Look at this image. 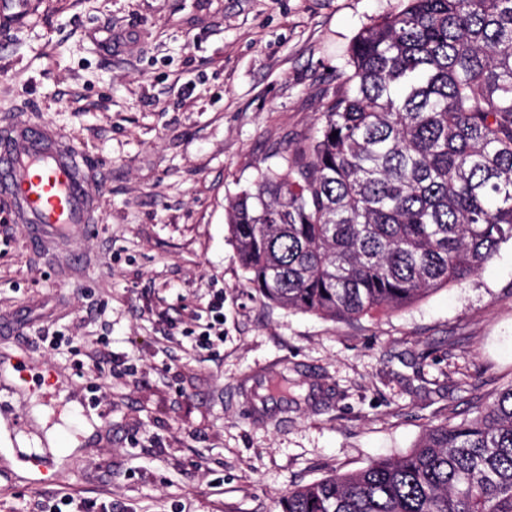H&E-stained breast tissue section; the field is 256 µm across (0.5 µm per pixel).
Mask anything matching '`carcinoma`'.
Segmentation results:
<instances>
[{
  "label": "carcinoma",
  "mask_w": 512,
  "mask_h": 512,
  "mask_svg": "<svg viewBox=\"0 0 512 512\" xmlns=\"http://www.w3.org/2000/svg\"><path fill=\"white\" fill-rule=\"evenodd\" d=\"M347 66L314 135L225 209L251 287L331 319L406 307L512 242V0H406L358 33ZM279 506L512 512V380L405 456Z\"/></svg>",
  "instance_id": "1"
}]
</instances>
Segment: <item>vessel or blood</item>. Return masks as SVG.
<instances>
[{"mask_svg": "<svg viewBox=\"0 0 512 512\" xmlns=\"http://www.w3.org/2000/svg\"><path fill=\"white\" fill-rule=\"evenodd\" d=\"M32 0H0V22H22ZM89 171L73 146L59 145L47 124L8 121L0 126V198L18 222L57 233L93 223L98 199L89 192Z\"/></svg>", "mask_w": 512, "mask_h": 512, "instance_id": "vessel-or-blood-1", "label": "vessel or blood"}]
</instances>
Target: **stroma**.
<instances>
[{"label":"stroma","instance_id":"obj_1","mask_svg":"<svg viewBox=\"0 0 512 512\" xmlns=\"http://www.w3.org/2000/svg\"><path fill=\"white\" fill-rule=\"evenodd\" d=\"M33 3L0 23V122L74 144L100 209L41 244L0 201V512L60 492L108 512H279L288 489L404 455L512 378L511 242L461 284L335 321L255 292L225 222L401 0ZM15 360L57 390L18 386ZM282 373L288 401L261 399ZM19 415L29 430L10 434Z\"/></svg>","mask_w":512,"mask_h":512}]
</instances>
